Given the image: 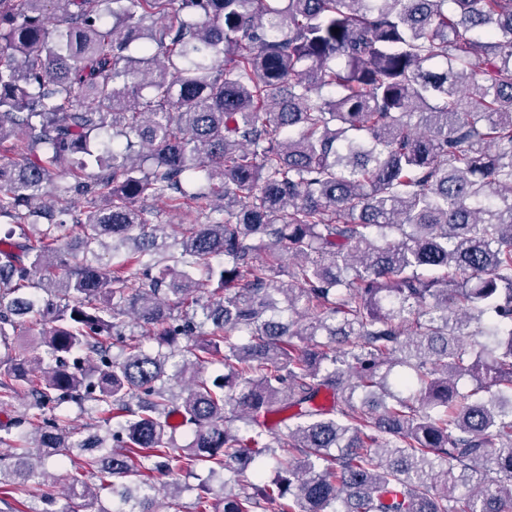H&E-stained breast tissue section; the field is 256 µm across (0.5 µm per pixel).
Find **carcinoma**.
Listing matches in <instances>:
<instances>
[{
	"mask_svg": "<svg viewBox=\"0 0 512 512\" xmlns=\"http://www.w3.org/2000/svg\"><path fill=\"white\" fill-rule=\"evenodd\" d=\"M6 145L1 494L512 512V0H0ZM147 208L151 211V214L148 216L152 224H170L171 228L169 229V233L176 235L178 231L177 224L180 219L170 213L167 208L158 201H153L148 199L144 202Z\"/></svg>",
	"mask_w": 512,
	"mask_h": 512,
	"instance_id": "1",
	"label": "carcinoma"
}]
</instances>
